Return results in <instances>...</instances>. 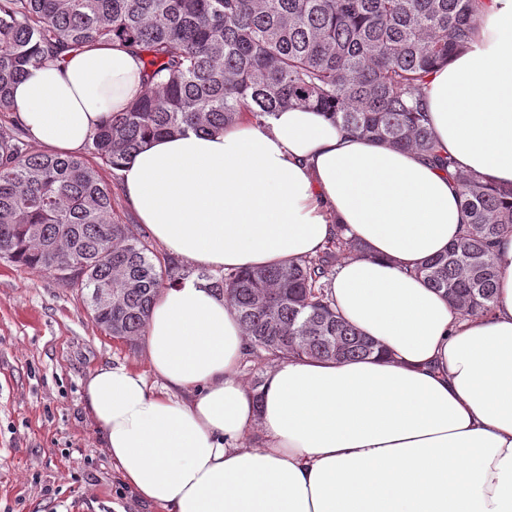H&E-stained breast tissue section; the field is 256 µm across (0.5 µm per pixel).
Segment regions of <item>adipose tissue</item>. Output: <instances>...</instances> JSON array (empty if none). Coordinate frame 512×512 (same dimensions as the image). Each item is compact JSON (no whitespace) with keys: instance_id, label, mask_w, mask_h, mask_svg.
Segmentation results:
<instances>
[{"instance_id":"adipose-tissue-1","label":"adipose tissue","mask_w":512,"mask_h":512,"mask_svg":"<svg viewBox=\"0 0 512 512\" xmlns=\"http://www.w3.org/2000/svg\"><path fill=\"white\" fill-rule=\"evenodd\" d=\"M141 68L133 51L93 44L63 68L32 69L15 104L33 141L69 155L142 91ZM426 106L455 170L512 184V0H487L468 49L430 75ZM120 175L139 222L200 268L283 264L340 231L362 243L328 296L385 349L291 357L253 390L224 298L194 279L164 288L146 325L149 373L107 365L84 385L141 500L159 512H512V233L495 246L487 314H461L417 277L463 231L447 173L294 107L157 139Z\"/></svg>"}]
</instances>
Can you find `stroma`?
Here are the masks:
<instances>
[{"mask_svg": "<svg viewBox=\"0 0 512 512\" xmlns=\"http://www.w3.org/2000/svg\"><path fill=\"white\" fill-rule=\"evenodd\" d=\"M119 363L147 371L144 339L112 338L79 289L0 260V512H157L85 408L90 373Z\"/></svg>", "mask_w": 512, "mask_h": 512, "instance_id": "obj_1", "label": "stroma"}]
</instances>
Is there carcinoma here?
Listing matches in <instances>:
<instances>
[{
  "label": "carcinoma",
  "instance_id": "obj_1",
  "mask_svg": "<svg viewBox=\"0 0 512 512\" xmlns=\"http://www.w3.org/2000/svg\"><path fill=\"white\" fill-rule=\"evenodd\" d=\"M484 0H0V259L88 290L93 320L132 343L161 289L184 279L157 260L113 204L124 161L150 140L222 131L308 107L360 136L441 167L424 88L433 69L466 48ZM94 43L144 56L142 94L110 113L82 154L38 152L13 105L30 68L61 66ZM462 236L414 273L465 315L492 310L493 245L512 233V187L456 176ZM363 251L338 233L312 257L277 266L198 272L234 309L248 351L356 360L379 349L342 318L326 280ZM73 264L61 274L60 260Z\"/></svg>",
  "mask_w": 512,
  "mask_h": 512
}]
</instances>
